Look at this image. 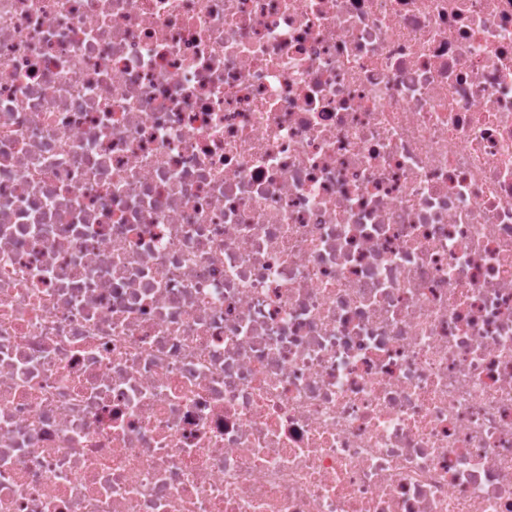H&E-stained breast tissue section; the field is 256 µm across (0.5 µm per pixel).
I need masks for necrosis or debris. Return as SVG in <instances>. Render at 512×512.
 Wrapping results in <instances>:
<instances>
[{"label":"necrosis or debris","mask_w":512,"mask_h":512,"mask_svg":"<svg viewBox=\"0 0 512 512\" xmlns=\"http://www.w3.org/2000/svg\"><path fill=\"white\" fill-rule=\"evenodd\" d=\"M0 512H512V0H0Z\"/></svg>","instance_id":"1"}]
</instances>
